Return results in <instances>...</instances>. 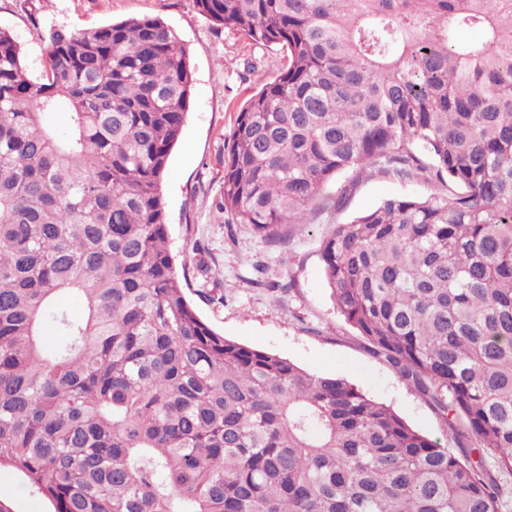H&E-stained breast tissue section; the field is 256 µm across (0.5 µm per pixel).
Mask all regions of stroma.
I'll use <instances>...</instances> for the list:
<instances>
[{
  "label": "stroma",
  "mask_w": 512,
  "mask_h": 512,
  "mask_svg": "<svg viewBox=\"0 0 512 512\" xmlns=\"http://www.w3.org/2000/svg\"><path fill=\"white\" fill-rule=\"evenodd\" d=\"M146 16L161 17L175 30L193 71L189 112L162 192L170 249L185 268V292L198 314L225 337L286 357L311 373L344 378L390 405L411 426L445 438L437 412L374 358L337 313L319 252L334 225L393 196L428 195L426 183L370 172L355 183L343 173L326 188L335 195L352 185L342 208L315 210L308 223L288 225L281 241H262L246 226L229 223L219 204L224 147L250 91L278 76L277 48L213 26L194 0H0V28L20 43L35 75L41 72L50 32ZM50 509L20 474L0 469V512Z\"/></svg>",
  "instance_id": "1"
}]
</instances>
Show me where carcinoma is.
<instances>
[{"mask_svg": "<svg viewBox=\"0 0 512 512\" xmlns=\"http://www.w3.org/2000/svg\"><path fill=\"white\" fill-rule=\"evenodd\" d=\"M194 2L282 52L225 148L232 223L274 240L340 207L347 189L324 190L349 171L436 188L336 225L320 254L337 313L453 445L189 303L161 184L194 79L179 35L142 17L50 33L38 76L0 29V467L53 512H500L512 0ZM49 112L67 136L42 126Z\"/></svg>", "mask_w": 512, "mask_h": 512, "instance_id": "carcinoma-1", "label": "carcinoma"}]
</instances>
